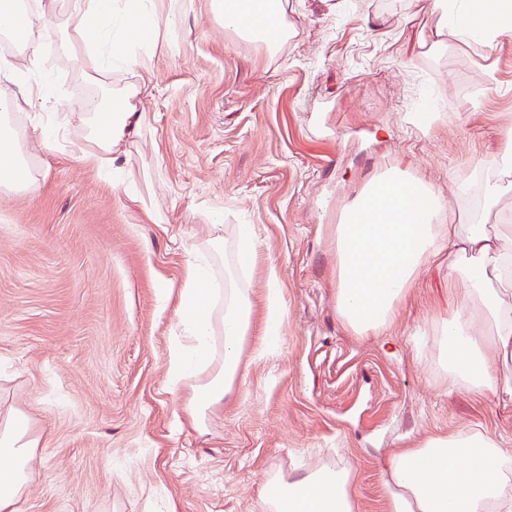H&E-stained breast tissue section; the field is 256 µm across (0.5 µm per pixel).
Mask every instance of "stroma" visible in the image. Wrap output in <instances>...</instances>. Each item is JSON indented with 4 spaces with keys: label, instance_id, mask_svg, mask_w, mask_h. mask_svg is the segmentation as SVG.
<instances>
[{
    "label": "stroma",
    "instance_id": "1",
    "mask_svg": "<svg viewBox=\"0 0 512 512\" xmlns=\"http://www.w3.org/2000/svg\"><path fill=\"white\" fill-rule=\"evenodd\" d=\"M157 29L130 54L152 73L145 119L111 172L75 159L71 109L104 95L56 24H35L48 86L22 111L26 191L0 188V408L41 442L19 512H264L266 475L351 467L357 512H391L398 450L455 431L512 440V399L458 389L439 366L438 323L469 283L440 252L390 326L353 334L336 313L335 232L374 174L431 183L462 222L480 214L475 163L512 220V39L436 45L427 0H287L275 48L227 29L212 0H149ZM433 120L420 129L418 113ZM54 127L50 145L40 133ZM256 260L241 377L206 432L185 419L170 351L194 249L224 238L210 276L234 271L242 226Z\"/></svg>",
    "mask_w": 512,
    "mask_h": 512
}]
</instances>
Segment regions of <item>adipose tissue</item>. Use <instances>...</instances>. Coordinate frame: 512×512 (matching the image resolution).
Instances as JSON below:
<instances>
[{
  "label": "adipose tissue",
  "mask_w": 512,
  "mask_h": 512,
  "mask_svg": "<svg viewBox=\"0 0 512 512\" xmlns=\"http://www.w3.org/2000/svg\"><path fill=\"white\" fill-rule=\"evenodd\" d=\"M443 27L439 39L463 45L492 44L512 33V0H430ZM114 0H70L66 42L80 48L92 79L135 62L126 44L140 26H154L152 13L133 8L112 33ZM47 0L33 9L20 0H0V32L15 33L33 21L53 25ZM135 89L112 91L109 104L90 99L77 111L85 133L75 145L78 161L98 170L112 168L113 155L141 126L143 115L130 99ZM45 87L19 96L0 97V186L24 188L27 168L12 112L42 107ZM385 195L387 210L373 209ZM471 257L470 288L459 308L443 319L439 363L455 387L475 390L498 386L512 392V379L499 377L496 362L512 360V225L489 230L484 224H453L433 187L399 170L371 178L355 196L336 227V310L356 333H379L395 319L419 270L441 250ZM196 254L181 291V317L188 336L171 353L168 372L183 381L185 411L196 430H204L214 409L223 405L240 374V349L250 328V304L235 281L216 301L205 267ZM221 357H213L215 339ZM40 437L28 415L16 409L0 413V512H18L30 479ZM389 477L397 488L393 512H512V458L492 437L458 431L431 436L417 447L398 451ZM350 468L323 467L284 476H267L266 512H355Z\"/></svg>",
  "instance_id": "ef3b65f1"
}]
</instances>
